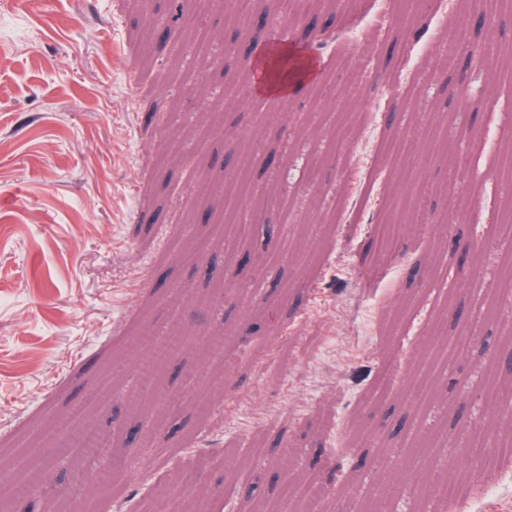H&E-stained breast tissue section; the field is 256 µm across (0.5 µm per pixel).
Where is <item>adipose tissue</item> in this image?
<instances>
[{
	"instance_id": "1",
	"label": "adipose tissue",
	"mask_w": 512,
	"mask_h": 512,
	"mask_svg": "<svg viewBox=\"0 0 512 512\" xmlns=\"http://www.w3.org/2000/svg\"><path fill=\"white\" fill-rule=\"evenodd\" d=\"M292 57L295 75L279 73L281 56ZM317 69L310 59L295 53L288 43L270 41L269 45L258 52L255 61V84L266 96L285 98L299 91L303 84L315 79Z\"/></svg>"
}]
</instances>
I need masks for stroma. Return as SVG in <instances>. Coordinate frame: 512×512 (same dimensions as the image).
Instances as JSON below:
<instances>
[{
	"instance_id": "obj_1",
	"label": "stroma",
	"mask_w": 512,
	"mask_h": 512,
	"mask_svg": "<svg viewBox=\"0 0 512 512\" xmlns=\"http://www.w3.org/2000/svg\"><path fill=\"white\" fill-rule=\"evenodd\" d=\"M447 2L277 11L273 38L314 50L318 75L273 99L246 84L251 36L219 0H0V464L39 449L41 482L23 501L0 488L5 512H72L73 483L94 486L116 454L124 493L98 494L99 512H243L286 481L310 485L288 512L330 497L335 512H512V458L485 479L467 456L473 431L512 435V414L486 404L487 388L512 389V290L489 294L512 258L494 203L512 193L497 174L512 88L436 68L449 17L486 13L484 0ZM180 12L225 63L200 61ZM340 118L362 130L344 149ZM394 139L418 169L381 259L375 220L401 197ZM242 170L276 231L213 242L218 189ZM255 249L279 263L241 267ZM443 328L474 344L431 375L418 419L405 387ZM146 336L196 342L160 361ZM150 362L161 401L146 414ZM380 382L391 394L375 403ZM74 435L109 445L76 452ZM463 472L468 499L435 495Z\"/></svg>"
}]
</instances>
